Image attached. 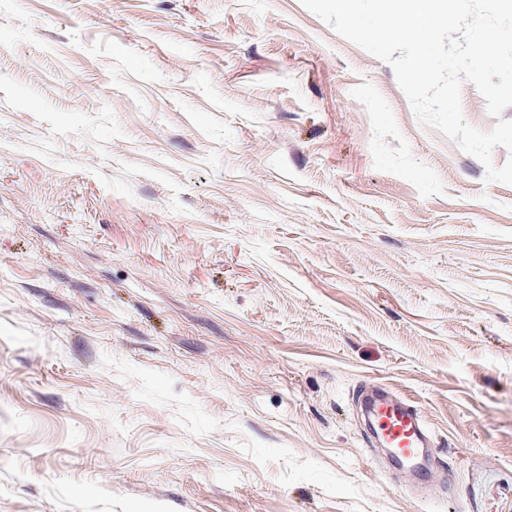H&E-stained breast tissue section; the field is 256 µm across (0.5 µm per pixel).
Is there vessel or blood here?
I'll use <instances>...</instances> for the list:
<instances>
[{
  "label": "vessel or blood",
  "mask_w": 512,
  "mask_h": 512,
  "mask_svg": "<svg viewBox=\"0 0 512 512\" xmlns=\"http://www.w3.org/2000/svg\"><path fill=\"white\" fill-rule=\"evenodd\" d=\"M376 436L405 462L420 465L429 452V431L412 401L390 390L371 389L367 396Z\"/></svg>",
  "instance_id": "obj_1"
}]
</instances>
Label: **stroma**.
<instances>
[{"label": "stroma", "instance_id": "obj_1", "mask_svg": "<svg viewBox=\"0 0 512 512\" xmlns=\"http://www.w3.org/2000/svg\"><path fill=\"white\" fill-rule=\"evenodd\" d=\"M0 512H512V184L301 0H0ZM376 436L383 448H391L405 462L416 465L425 474L422 459L430 449V436L422 416L412 401L389 388H372L367 396Z\"/></svg>", "mask_w": 512, "mask_h": 512}]
</instances>
